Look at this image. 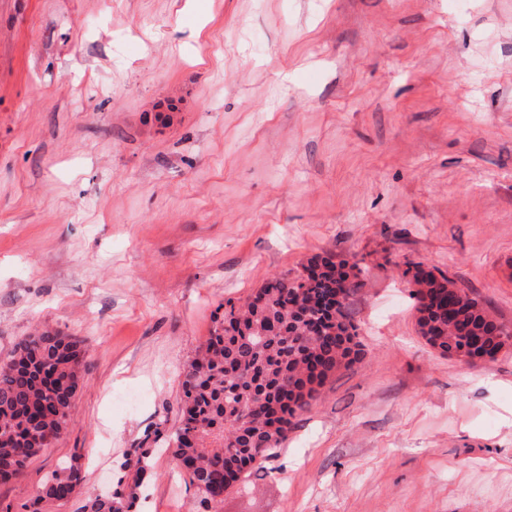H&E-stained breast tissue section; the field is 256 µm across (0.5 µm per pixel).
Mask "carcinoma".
<instances>
[{
    "label": "carcinoma",
    "instance_id": "1",
    "mask_svg": "<svg viewBox=\"0 0 512 512\" xmlns=\"http://www.w3.org/2000/svg\"><path fill=\"white\" fill-rule=\"evenodd\" d=\"M359 261L314 257L302 272L273 277L241 304L228 300L202 355L184 373L181 419L170 436L176 468L189 475L203 502L220 503L246 470L260 468L286 439L296 415L307 412L330 375L357 361V328L344 311L350 288L341 282ZM413 274L418 333L448 357L467 350L471 362L497 354L512 341L509 326L482 301L460 292L462 311L448 319L443 297L453 283L424 263ZM83 357L76 341L39 331L0 362V472L12 478L61 435L71 417ZM152 452L135 448L120 464L109 496L82 491L81 466L51 476L24 512H58L73 500L77 512H133L149 476Z\"/></svg>",
    "mask_w": 512,
    "mask_h": 512
}]
</instances>
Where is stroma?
Here are the masks:
<instances>
[{"instance_id":"35a3bbf8","label":"stroma","mask_w":512,"mask_h":512,"mask_svg":"<svg viewBox=\"0 0 512 512\" xmlns=\"http://www.w3.org/2000/svg\"><path fill=\"white\" fill-rule=\"evenodd\" d=\"M363 261L358 363L202 505L162 438L218 306ZM420 261L512 326V0H0V361L84 353L20 507L152 449L140 512H512V346L419 336Z\"/></svg>"}]
</instances>
